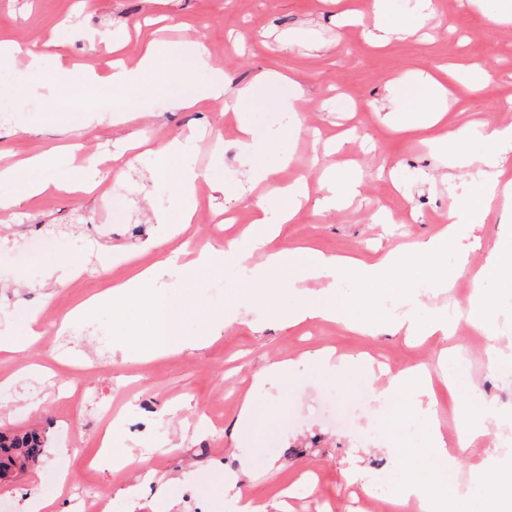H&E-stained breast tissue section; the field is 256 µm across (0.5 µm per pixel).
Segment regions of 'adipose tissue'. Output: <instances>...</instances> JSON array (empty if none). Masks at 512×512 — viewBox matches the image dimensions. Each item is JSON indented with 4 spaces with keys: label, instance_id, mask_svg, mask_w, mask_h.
<instances>
[{
    "label": "adipose tissue",
    "instance_id": "ef3b65f1",
    "mask_svg": "<svg viewBox=\"0 0 512 512\" xmlns=\"http://www.w3.org/2000/svg\"><path fill=\"white\" fill-rule=\"evenodd\" d=\"M26 57L23 71L25 84L45 78L63 88L66 101L75 106H89L99 95L97 82L89 75L74 74L71 66L61 59H49L38 41L22 44L16 41L0 42V72H14L18 57ZM164 71L181 75L182 80L169 91V102L176 108L194 106L199 92L188 76L199 70L208 74L203 93L220 98L228 89H235L242 100L252 99L260 87L279 90L288 109H296L302 101L299 81L267 72L254 77L251 83L233 86L231 77L218 68H211L209 55L203 43H194L189 51L179 52L160 42L149 43L141 52L135 66H114L111 75V105L97 111L93 124L104 119L130 123L139 118L138 111L128 103L125 92L142 81L146 72ZM411 109L391 127L397 132L422 131L429 133L435 148L443 154L450 170L474 171V191L460 195L457 206L450 211L443 228L434 236L414 242L410 251H387L375 261L365 262L353 256L323 253L305 245L282 248L275 240L282 224L292 221L307 201L309 188L305 181H279L280 171L288 161L287 147L301 132V125L289 126L276 135L278 157L265 165H252L246 171L252 184L271 183L275 189L270 197L256 202L255 216L240 238L215 242L189 261H182L183 249L176 236L162 240L166 250L163 260L146 265L135 263L128 277L112 288L99 292L69 309L63 323L101 308L123 309L127 301L146 294L145 326L142 332L124 337L127 349L153 356L184 349H198L212 337L220 335L224 327L243 322L245 315L239 308L213 310L199 304L173 306L168 293L156 283L161 269L175 268L187 278L203 277L231 265L237 271L238 287L268 294L263 308L268 320L289 326L308 322L339 323L360 334H370L375 326L369 316L347 317L332 299L339 286L340 273H349L355 286H383L402 278L413 266L423 269L429 285L443 292L453 288L459 278L469 280L471 301L463 317L445 312L420 317L416 308H409L391 325L393 333L408 336L426 332L450 341L446 355L440 356L437 372L426 365L410 366L393 374L387 385L372 396L378 420H385L391 407L406 401L407 414L424 419L422 428L425 451L415 470L399 481L393 497L398 512H404L410 502H417L419 512H476L469 495L458 492L448 483L446 475L454 471L462 455L487 435V424L498 421L490 410H473L471 405L456 408L460 423L454 443H447L438 419V409L432 395V380H440L449 390H457L459 382L454 374L464 349L453 339L460 322H468L484 332H492L495 311V284L512 277V239L504 238L489 250L487 263L472 268L470 249L484 247L476 231L491 208L512 211V123L494 120L479 123H452L447 119L448 89L435 75L422 74L404 86ZM487 146L486 152L473 153L466 146L472 140ZM158 157L156 181L160 188L178 199L177 222L187 228L194 218L196 182L200 177L191 156L188 139L176 137L156 147ZM103 162L96 155L84 152L82 143L70 140L51 143L39 154L17 164L0 169V211L20 207L24 201L51 187L68 192L91 193L103 177ZM323 195L321 210L331 211L345 206L361 193V181L353 173L339 170L327 174L321 181ZM470 240V249H461V240ZM288 284L296 296L292 304L281 303L277 297L281 284ZM205 321L206 330L192 335L186 329L188 317ZM306 361L334 375L337 382L373 373L372 363L362 355L334 359L331 351L319 350L307 355Z\"/></svg>",
    "mask_w": 512,
    "mask_h": 512
}]
</instances>
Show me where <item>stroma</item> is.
I'll return each instance as SVG.
<instances>
[{"label": "stroma", "instance_id": "35a3bbf8", "mask_svg": "<svg viewBox=\"0 0 512 512\" xmlns=\"http://www.w3.org/2000/svg\"><path fill=\"white\" fill-rule=\"evenodd\" d=\"M370 0H0V38H37L47 42L53 56L91 65L100 77L112 72V47L124 49L126 63L139 56V35L158 36L180 49L200 40L213 66L224 68L235 84L250 82L261 72L296 77L305 103L298 115L303 133L289 145V174L317 182L328 166L355 161L363 182V202L341 210L315 213L306 206L294 223L284 225L278 246L307 242L318 250L357 256L370 261L381 252L406 246L440 230L457 198L471 189L470 177L448 182L442 155L431 150L425 134L392 132L376 107L390 96L388 80L413 78L438 64L464 57L482 63L492 76L484 92L450 105L449 120L471 118L512 121V112L499 104L512 96V26L494 22L497 0H434V12L424 23L414 17L415 0H387L391 25L416 26L415 34L392 37L387 43L370 35L371 19L344 23L342 14L356 7L368 10ZM165 77L144 76L128 92L141 113L133 124H102L86 136L89 152L104 157L123 150L134 138L159 143L177 136L191 137L194 162L206 183L198 190V208L208 222L193 221L181 241L207 245L228 235L220 218L224 195L215 183L246 186L245 168L236 149L238 121H246L255 139L267 140L279 130L286 109L268 91L248 102L234 94L200 99L194 108L174 109L168 102ZM28 117L26 130L0 125V155L40 152L51 140L73 135L71 106L46 111L40 94L19 104ZM224 140V149L207 148L209 136ZM153 156L139 152L123 176L112 185L123 197L122 222L104 233L96 195L75 198L50 192L23 203L19 215H0V330L22 323L34 310L54 315L86 296L111 287L128 273L127 258L140 254L143 263L162 260L156 241L173 231L175 210L151 176ZM392 211L394 221L378 224L377 210ZM418 221H410L409 210ZM55 242L53 252L32 250L35 239ZM27 252L26 263L14 267L11 257ZM87 259L83 275L67 288L44 280L47 263L66 253ZM107 274H100V267ZM232 269L202 280L161 275L159 287L170 301L212 304L208 290L223 286L221 305L239 298ZM419 269H409L402 281L378 293L374 309L381 322L375 335H361L332 323L283 327L268 325L254 333L250 321L260 319L252 307L244 324H233L206 347L171 353L149 362L124 350L120 331L133 330L137 303L123 313L105 308L83 317L54 337L56 348L46 355L0 357V430L45 431L47 451L40 463L14 482L0 484V506L19 512L22 496L54 500L59 512H78L86 493L107 499L110 512H190L183 498L192 488L204 512H231L224 498V479L238 475L245 495L265 512H356L358 495L390 500L392 486L405 477L412 460L394 457L389 448L402 436V424L389 421L373 427L374 390L387 381V371L417 362L430 363L448 349V341L432 336L414 341L392 334L388 323L403 305L407 289L418 286ZM458 341L466 349L465 389L437 392V406L446 439L458 424L451 406L477 395L483 405L512 410V382L486 368L489 350L512 355V295L504 296L496 313L494 337L463 326ZM334 348L337 355L365 353L383 359L387 370L339 385L314 367L277 386L258 390L251 376L268 363L299 359L305 353ZM37 361L42 372L26 370ZM84 390L81 398H66L63 383ZM252 396L256 413L249 439L238 442L235 421L245 396ZM40 403L31 414L30 403ZM119 417L122 445L134 447L140 461L114 466L112 458L96 457L101 405ZM497 424L477 451L464 455L457 480L471 495H479L480 480L497 482L512 468V450L495 438ZM68 473L66 484L49 486L48 477Z\"/></svg>", "mask_w": 512, "mask_h": 512}]
</instances>
